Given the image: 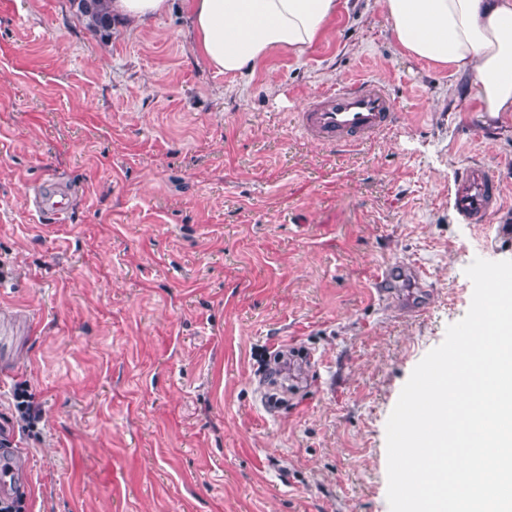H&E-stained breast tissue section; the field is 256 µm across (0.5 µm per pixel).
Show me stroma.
<instances>
[{
	"instance_id": "1",
	"label": "stroma",
	"mask_w": 512,
	"mask_h": 512,
	"mask_svg": "<svg viewBox=\"0 0 512 512\" xmlns=\"http://www.w3.org/2000/svg\"><path fill=\"white\" fill-rule=\"evenodd\" d=\"M254 75L196 57L179 4L101 36L71 0H0V406L25 512H390L386 424L467 313L475 258L512 259V122L464 77L401 55L379 0ZM382 85L396 125L343 152L303 139L306 99ZM502 208L455 212L471 162ZM41 184L70 195L38 218ZM423 266L412 311L381 267ZM313 356L275 378L281 345ZM400 280L406 281L412 288H425L428 279L423 269L415 263L390 264L381 269L376 282L379 295L394 306L403 309L409 300L392 287Z\"/></svg>"
}]
</instances>
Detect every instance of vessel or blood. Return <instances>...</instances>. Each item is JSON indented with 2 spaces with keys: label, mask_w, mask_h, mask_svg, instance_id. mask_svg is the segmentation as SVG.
Listing matches in <instances>:
<instances>
[{
  "label": "vessel or blood",
  "mask_w": 512,
  "mask_h": 512,
  "mask_svg": "<svg viewBox=\"0 0 512 512\" xmlns=\"http://www.w3.org/2000/svg\"><path fill=\"white\" fill-rule=\"evenodd\" d=\"M399 114L393 100L382 88L369 80H356L341 88L310 97L296 115V125L307 140L327 148L345 150L376 140L391 129ZM454 204L457 212L474 224L485 223L503 205L498 183L490 166L470 165L455 184ZM32 206L36 213L64 222L70 199L62 189L45 186L35 194ZM415 288L428 283L423 269L405 262L384 266L377 278V291L389 303L401 307L406 299L394 288L397 281Z\"/></svg>",
  "instance_id": "1"
}]
</instances>
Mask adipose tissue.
I'll list each match as a JSON object with an SVG mask.
<instances>
[{
	"instance_id": "obj_1",
	"label": "adipose tissue",
	"mask_w": 512,
	"mask_h": 512,
	"mask_svg": "<svg viewBox=\"0 0 512 512\" xmlns=\"http://www.w3.org/2000/svg\"><path fill=\"white\" fill-rule=\"evenodd\" d=\"M196 50L227 75L336 36L348 0H184ZM400 52L465 76L478 111L512 113V0H381Z\"/></svg>"
}]
</instances>
